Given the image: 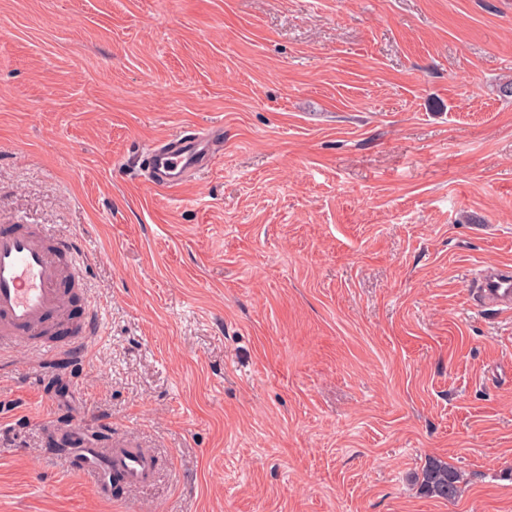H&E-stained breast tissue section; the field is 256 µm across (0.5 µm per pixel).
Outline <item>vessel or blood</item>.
I'll list each match as a JSON object with an SVG mask.
<instances>
[{"label": "vessel or blood", "mask_w": 512, "mask_h": 512, "mask_svg": "<svg viewBox=\"0 0 512 512\" xmlns=\"http://www.w3.org/2000/svg\"><path fill=\"white\" fill-rule=\"evenodd\" d=\"M216 155L212 139L189 130L161 139L144 159L146 179L167 189L181 186L191 174L207 170ZM83 249L77 238L53 237L34 224H0V358L10 356L17 340H26L41 352H65L84 362L87 347L99 334V318L85 312L73 337L50 345L42 334L63 330L68 302L82 280ZM482 301L512 313V264L481 266L478 272ZM100 490H110L113 475L138 486L154 474L150 453L124 447L88 449Z\"/></svg>", "instance_id": "vessel-or-blood-1"}]
</instances>
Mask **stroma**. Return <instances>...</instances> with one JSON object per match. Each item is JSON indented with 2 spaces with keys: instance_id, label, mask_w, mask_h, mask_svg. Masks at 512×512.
Listing matches in <instances>:
<instances>
[{
  "instance_id": "stroma-1",
  "label": "stroma",
  "mask_w": 512,
  "mask_h": 512,
  "mask_svg": "<svg viewBox=\"0 0 512 512\" xmlns=\"http://www.w3.org/2000/svg\"><path fill=\"white\" fill-rule=\"evenodd\" d=\"M509 83L512 0H0V224L79 237L102 321L59 397L0 368V512H512ZM62 414L151 481L44 455ZM216 153L214 141L196 130L163 138L146 154V179L153 186L177 188L189 175L207 170ZM482 301L502 313H512V265L510 262L481 266L478 272ZM84 456L94 459V469L82 465L81 457L73 456L68 460L77 471L91 472L96 476L98 488L109 491L111 488L112 473L119 474L124 483L129 486H138L146 483L154 474L153 456L146 452L130 451L124 447L88 448L83 451ZM109 480V483H107ZM460 473L446 461L429 457L421 471L420 485L425 494L452 501L459 493Z\"/></svg>"
}]
</instances>
